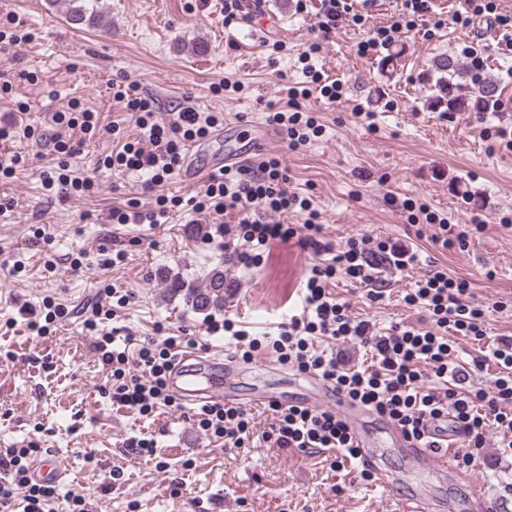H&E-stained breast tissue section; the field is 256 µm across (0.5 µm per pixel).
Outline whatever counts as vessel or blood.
Returning <instances> with one entry per match:
<instances>
[{"instance_id": "obj_1", "label": "vessel or blood", "mask_w": 512, "mask_h": 512, "mask_svg": "<svg viewBox=\"0 0 512 512\" xmlns=\"http://www.w3.org/2000/svg\"><path fill=\"white\" fill-rule=\"evenodd\" d=\"M264 136L251 133L244 137L241 145L225 151L223 156H206L192 154L187 166V178L195 182L205 174L224 167V165L249 158L255 151L262 148ZM222 362L215 357H204L195 352L180 356L170 375L173 391L185 403L193 405L205 401L230 403L231 398L224 387V378L218 369ZM300 406L319 408L330 405L347 417L353 430L355 443L360 450V461L363 465L374 468L378 465L379 455L376 449V433H385L393 446L405 449L419 464L427 469L456 478L457 469L454 465V453L457 441L450 438L447 427L440 423H431L428 435L435 445L425 448L417 445L414 440L406 438L401 430L389 423H380L378 428H371L360 416L359 408L352 406L341 394L327 388H320L313 396L300 399ZM31 476L39 482L56 484L61 482L69 472L67 460L40 459L31 464Z\"/></svg>"}]
</instances>
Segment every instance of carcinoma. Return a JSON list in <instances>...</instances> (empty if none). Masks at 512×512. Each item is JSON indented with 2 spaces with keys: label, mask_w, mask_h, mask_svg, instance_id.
<instances>
[{
  "label": "carcinoma",
  "mask_w": 512,
  "mask_h": 512,
  "mask_svg": "<svg viewBox=\"0 0 512 512\" xmlns=\"http://www.w3.org/2000/svg\"><path fill=\"white\" fill-rule=\"evenodd\" d=\"M86 0H69L67 18L74 24L92 25L97 22L99 12L85 5ZM432 69L439 74L434 89L438 94L432 96L434 106L443 107L448 112H486L494 102L497 82L491 78L483 80L468 72L458 57L445 55L434 60ZM207 284L198 288L194 283L180 275L170 278V287L177 293H185L192 306L206 310L224 306L223 266L218 265L207 275Z\"/></svg>",
  "instance_id": "cac0c4a2"
}]
</instances>
